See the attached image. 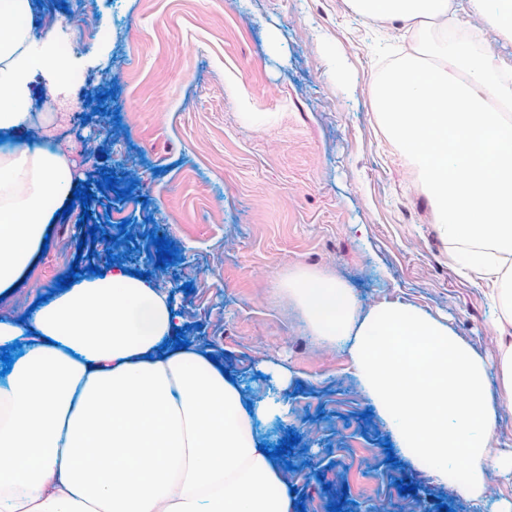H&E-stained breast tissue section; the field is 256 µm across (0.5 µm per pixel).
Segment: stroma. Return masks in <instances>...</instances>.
<instances>
[{"instance_id":"obj_1","label":"stroma","mask_w":512,"mask_h":512,"mask_svg":"<svg viewBox=\"0 0 512 512\" xmlns=\"http://www.w3.org/2000/svg\"><path fill=\"white\" fill-rule=\"evenodd\" d=\"M71 70L84 82L50 94L37 81L30 112L39 139L73 161L84 181L117 167L130 195L113 199L130 238L118 248L77 245L98 216L55 218L0 314L23 315L72 264L109 253L141 268L154 225L167 227L175 264L150 274L177 304L181 329L223 362L247 401L277 405L257 422L260 444L298 434L291 485L305 512H361L343 494L355 477L376 495L396 478L416 492L400 512H439L454 485L410 460L382 461L391 432L351 370L348 347L315 336L282 281L300 270L353 288L360 310L397 300L428 313L486 359L499 434L492 453L512 452V402L498 385V310L479 270H459L408 158L386 136L374 84L411 53L417 36L360 15L350 0H65ZM479 53L512 64V41L462 0ZM108 39H99L100 27ZM107 93L109 112L93 97ZM81 111H72L74 101ZM192 292H184V284ZM293 375L280 391L263 365ZM471 497L476 512L512 503V471L491 469Z\"/></svg>"}]
</instances>
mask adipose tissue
I'll return each mask as SVG.
<instances>
[{
	"instance_id": "obj_1",
	"label": "adipose tissue",
	"mask_w": 512,
	"mask_h": 512,
	"mask_svg": "<svg viewBox=\"0 0 512 512\" xmlns=\"http://www.w3.org/2000/svg\"><path fill=\"white\" fill-rule=\"evenodd\" d=\"M452 0H353L375 21L416 26L414 54L379 80L376 108L431 198L453 260L479 268L500 316L502 388L512 396V80L457 34ZM34 0H0V130L31 127L36 77L62 88V21L34 30ZM77 186L64 156L0 151V294L24 277L53 205ZM311 329L346 339L404 456L433 481L483 487L497 412L484 359L421 309L383 300L360 312L351 288L310 271L288 280ZM169 293L125 266L85 275L25 320H0L15 346L0 381V512H293L289 474L258 448L246 406L206 349L168 347Z\"/></svg>"
}]
</instances>
